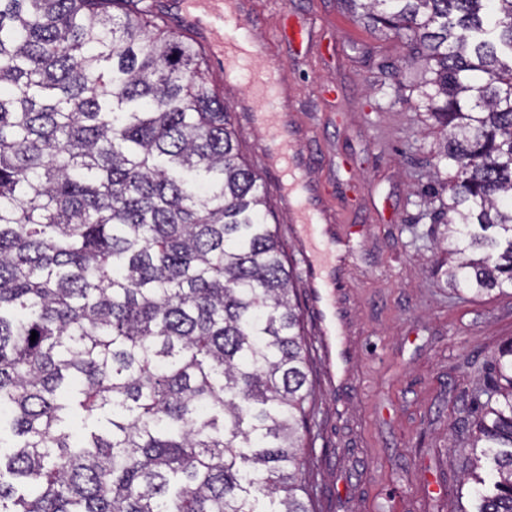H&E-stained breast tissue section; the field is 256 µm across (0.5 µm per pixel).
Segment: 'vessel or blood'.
<instances>
[{"label":"vessel or blood","instance_id":"1","mask_svg":"<svg viewBox=\"0 0 512 512\" xmlns=\"http://www.w3.org/2000/svg\"><path fill=\"white\" fill-rule=\"evenodd\" d=\"M174 6L181 17L200 29L207 53L219 56L226 74H238L245 62L253 59L256 45L244 35L247 17L236 0H175ZM255 93L253 102L261 104L272 131L277 149L269 153L274 170L281 181L290 182L295 195L289 196L288 206L293 223L311 244L306 257V276L316 310L324 324V344L328 354L338 361H345V350L337 346L336 327L332 307L328 301L329 283L326 279V258L332 252L333 241L323 239L318 232L321 215L317 203L305 191L303 171L308 160L292 147L288 125L276 107L280 87V73L276 70H259L253 75Z\"/></svg>","mask_w":512,"mask_h":512}]
</instances>
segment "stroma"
I'll list each match as a JSON object with an SVG mask.
<instances>
[{
    "instance_id": "35a3bbf8",
    "label": "stroma",
    "mask_w": 512,
    "mask_h": 512,
    "mask_svg": "<svg viewBox=\"0 0 512 512\" xmlns=\"http://www.w3.org/2000/svg\"><path fill=\"white\" fill-rule=\"evenodd\" d=\"M251 7L253 36L271 52L238 78H209L263 179L293 266L316 393L306 452L317 512H470L458 482L474 423L465 400L512 340V295L476 297L433 273L444 227L419 214L442 136L421 106L426 72L407 62L402 41L368 27L344 0ZM286 23L305 27L308 46L283 42ZM272 63L282 71L292 139L313 160L307 180L332 219L325 233L336 240L334 299L348 356L341 369L321 354L305 241L262 154L268 130L236 106L252 92L253 70Z\"/></svg>"
}]
</instances>
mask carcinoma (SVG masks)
I'll return each mask as SVG.
<instances>
[{
	"mask_svg": "<svg viewBox=\"0 0 512 512\" xmlns=\"http://www.w3.org/2000/svg\"><path fill=\"white\" fill-rule=\"evenodd\" d=\"M350 2L431 74L437 270L512 290V0ZM163 23L0 0V512H316L288 256L207 52ZM490 374L463 478L471 512H512V342Z\"/></svg>",
	"mask_w": 512,
	"mask_h": 512,
	"instance_id": "1",
	"label": "carcinoma"
}]
</instances>
